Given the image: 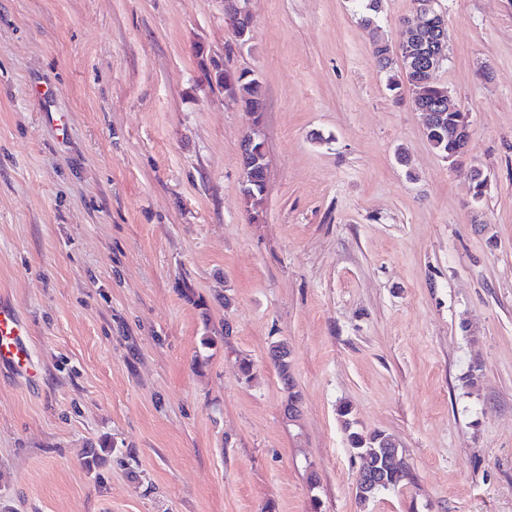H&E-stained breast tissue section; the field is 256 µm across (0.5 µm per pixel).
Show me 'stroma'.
<instances>
[{
	"mask_svg": "<svg viewBox=\"0 0 512 512\" xmlns=\"http://www.w3.org/2000/svg\"><path fill=\"white\" fill-rule=\"evenodd\" d=\"M438 4L453 160L354 0H238L240 49L224 0H0V301L37 372L0 367V512H512V0ZM227 55L262 112L203 82ZM345 405L408 471L365 505ZM266 189L265 163L263 156L259 154V160L253 159L246 175V187L244 188L247 204L256 207L263 199Z\"/></svg>",
	"mask_w": 512,
	"mask_h": 512,
	"instance_id": "35a3bbf8",
	"label": "stroma"
}]
</instances>
